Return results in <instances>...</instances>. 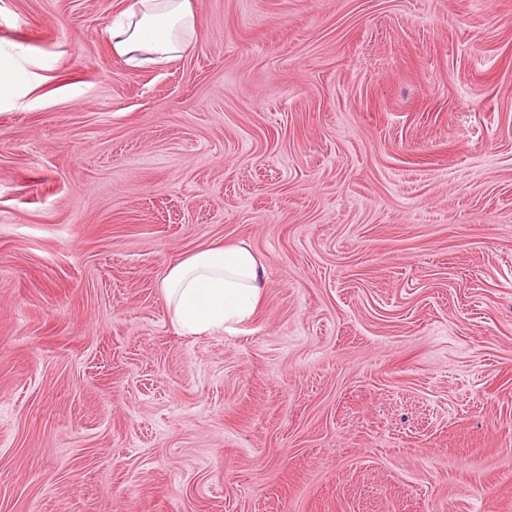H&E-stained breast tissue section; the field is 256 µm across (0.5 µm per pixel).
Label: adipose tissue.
Wrapping results in <instances>:
<instances>
[{
	"instance_id": "obj_1",
	"label": "adipose tissue",
	"mask_w": 512,
	"mask_h": 512,
	"mask_svg": "<svg viewBox=\"0 0 512 512\" xmlns=\"http://www.w3.org/2000/svg\"><path fill=\"white\" fill-rule=\"evenodd\" d=\"M108 32L116 56L142 67L178 57L197 27L190 0H135ZM264 275L249 248L214 246L171 266L161 288L173 322L200 336L250 317L262 297Z\"/></svg>"
}]
</instances>
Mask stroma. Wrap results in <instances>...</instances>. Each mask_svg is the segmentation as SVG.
<instances>
[{
  "label": "stroma",
  "instance_id": "stroma-1",
  "mask_svg": "<svg viewBox=\"0 0 512 512\" xmlns=\"http://www.w3.org/2000/svg\"><path fill=\"white\" fill-rule=\"evenodd\" d=\"M0 0V512H512V0ZM245 245L190 336L171 265ZM108 32L116 56L142 67L178 57L197 27L190 0H135ZM265 270L248 247H207L171 266L161 288L172 321L193 336L250 317L262 297Z\"/></svg>",
  "mask_w": 512,
  "mask_h": 512
}]
</instances>
